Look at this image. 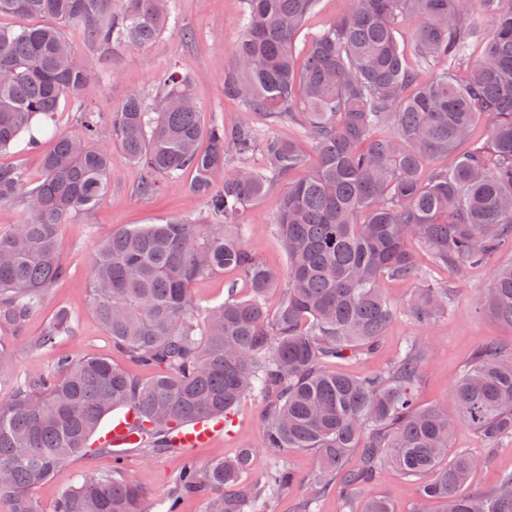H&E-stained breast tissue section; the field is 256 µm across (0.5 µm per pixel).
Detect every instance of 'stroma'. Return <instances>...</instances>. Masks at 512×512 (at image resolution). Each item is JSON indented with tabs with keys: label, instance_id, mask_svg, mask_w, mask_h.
<instances>
[{
	"label": "stroma",
	"instance_id": "35a3bbf8",
	"mask_svg": "<svg viewBox=\"0 0 512 512\" xmlns=\"http://www.w3.org/2000/svg\"><path fill=\"white\" fill-rule=\"evenodd\" d=\"M175 21L149 46L123 52L113 61L96 59L88 51L81 27H64L63 33L79 60L95 74L94 82L81 97V104L90 111L110 116L130 89L146 94L158 89L157 78L168 67L176 66L192 79L194 92L205 120L224 119L247 122L261 136L288 138L298 135L294 123H270L246 111L243 106L224 96V71L234 63L233 48L242 29L241 0H174ZM76 112L70 101H61L50 134L41 136L38 148L18 144L0 152V165L17 167L29 180L42 174V158L51 147L53 136L78 133ZM143 173L138 165L125 161L120 150L112 152V189L89 211L72 217L62 225L59 256L66 268L51 293L19 330L0 332L9 362L0 369V403L12 399L15 389L29 377L53 367L62 357L97 355L116 358L117 352L109 336L93 314L89 304V274L98 246L112 233L135 225L177 220L203 212L205 204L187 191L190 174L166 184L156 196H143L137 189ZM279 210L278 193H270L252 203L246 210L247 245L269 265L286 269V255L274 232ZM417 266L426 277L451 283L455 299L447 314L431 327L414 324L401 308L414 292L410 281H389L385 288L400 311L388 326L374 353L360 359L333 360L332 369L354 375L375 374L387 369L400 348L409 341L417 342L424 352L423 374L416 387L419 405H453V385L473 352L482 344L495 340L512 345V327L489 314L477 313L476 303L489 288L497 269L512 264V247L500 251L488 264L470 269L462 278H454L447 270L435 267L423 251L415 253ZM236 285L239 295H248L243 277L227 270L196 280L192 295L201 304L222 303L229 285ZM68 309L74 318L72 335L59 338L54 345L40 347V336L46 320L59 308ZM265 401L262 396H246L234 411L235 423L230 433L206 446L186 450L184 454L148 456L133 450L121 458L107 454L79 455L61 467L44 485L33 492L41 512H52L56 500L71 490L79 474L88 471L109 472L119 469L124 479L139 486L145 494L147 508L157 502L172 486L183 460L199 467L235 456L240 449L254 452L253 468L244 478L254 483L257 477L272 468L286 465L295 473L294 483L260 512H299L306 497V481L317 466V453L299 449L281 454L263 446ZM451 448L475 457L479 462L467 490L473 494L490 492L501 471H512V439H501L489 447L483 437L465 423H456ZM370 493L386 495L394 512H412L418 499L415 482L400 478L395 472L385 473L369 488Z\"/></svg>",
	"mask_w": 512,
	"mask_h": 512
}]
</instances>
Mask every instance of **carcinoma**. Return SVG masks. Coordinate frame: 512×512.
Returning <instances> with one entry per match:
<instances>
[{
  "label": "carcinoma",
  "mask_w": 512,
  "mask_h": 512,
  "mask_svg": "<svg viewBox=\"0 0 512 512\" xmlns=\"http://www.w3.org/2000/svg\"><path fill=\"white\" fill-rule=\"evenodd\" d=\"M172 0H0V16L41 23L0 27V152L56 121L61 99L77 98L94 81L62 27H83L99 58L141 48L162 35ZM320 0H242L243 33L224 96L249 112L302 128L296 138H256L243 122L205 123L191 80L176 67L148 97L128 92L108 121L81 110L80 133L54 140L42 178L0 166V203L23 199L25 218L0 235V329H18L64 275L57 253L60 226L91 209L110 190L111 146L144 171L143 195L193 174L188 191L206 203L202 221L144 224L112 234L90 270V303L113 347L146 368L135 377L112 360L61 358L0 404V498L11 512H40L30 490L48 482L72 457L110 452L89 444L102 419L132 407L147 423L146 455L175 454L164 440L175 423L228 415L246 395L265 397L264 447L314 449L319 464L303 505L332 489L352 496L386 468L419 484L424 512H512V471L488 494L466 492L477 461L450 453L458 421L487 441L512 438V350L490 341L471 356L454 383L455 413L421 407L414 391L424 356L406 344L393 366L372 376L327 369L332 359L370 354L396 316L386 278L417 270L406 241L458 276L512 241V0H348L340 16L304 44L305 22ZM494 23L482 33L476 12ZM417 19L411 67L396 37ZM483 55L471 62L473 42ZM428 79L421 80V73ZM486 139L473 138L480 123ZM467 150L452 165L429 159ZM303 178H290L306 163ZM261 164L251 163L253 154ZM281 194L276 231L286 274L265 265L244 243L243 214L267 192ZM232 268L249 295L228 287L224 302L203 306L190 285ZM281 289L274 312L265 298ZM452 289L422 284L405 306L419 326L448 312ZM480 311L512 327V265L500 268L477 301ZM74 329L61 310L38 345ZM356 451L361 467L344 469ZM253 452L200 470L184 461L160 512L179 500L215 494L209 512H246L294 481L281 466L242 484ZM53 512H148L144 492L117 469L85 473Z\"/></svg>",
  "instance_id": "obj_1"
}]
</instances>
